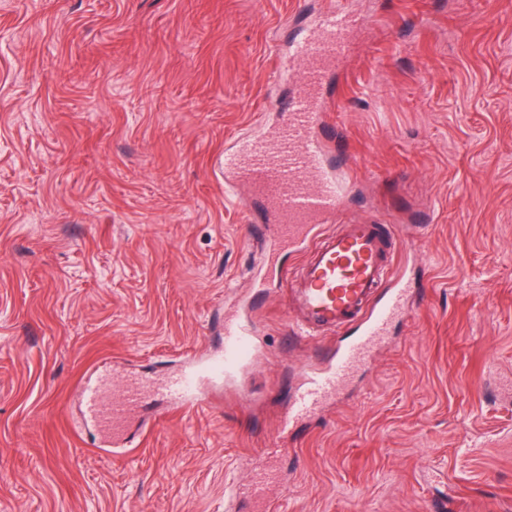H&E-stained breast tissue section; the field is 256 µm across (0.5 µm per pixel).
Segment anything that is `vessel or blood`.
<instances>
[{"label":"vessel or blood","mask_w":512,"mask_h":512,"mask_svg":"<svg viewBox=\"0 0 512 512\" xmlns=\"http://www.w3.org/2000/svg\"><path fill=\"white\" fill-rule=\"evenodd\" d=\"M376 19L349 0L309 14L288 38V57L300 62L297 87L275 104L274 126L225 149L219 167L225 187H250L252 212L268 246L269 262L283 251L306 252L288 276L297 337L344 332L335 347L316 348L294 387L281 428L320 414L348 391L387 344L393 322L411 294L407 275L392 263L396 239L377 219L335 224L344 214L357 164L344 148L345 135L327 119L326 95L335 72L351 58L358 38ZM335 231H326V224ZM255 349L252 319L236 312L224 318L222 350L188 363L162 381L133 378L122 396L99 384L82 389L84 409L105 444L119 445L127 420L144 400L198 410L207 400L201 379L234 382Z\"/></svg>","instance_id":"1"}]
</instances>
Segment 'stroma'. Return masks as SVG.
I'll list each match as a JSON object with an SVG mask.
<instances>
[{
    "mask_svg": "<svg viewBox=\"0 0 512 512\" xmlns=\"http://www.w3.org/2000/svg\"><path fill=\"white\" fill-rule=\"evenodd\" d=\"M377 13L331 86L348 213L394 225L421 294L355 389L288 432L312 353L216 160L294 79L272 44L329 0H0V512H512V0ZM257 356L191 414L104 448L78 390L215 349Z\"/></svg>",
    "mask_w": 512,
    "mask_h": 512,
    "instance_id": "stroma-1",
    "label": "stroma"
}]
</instances>
